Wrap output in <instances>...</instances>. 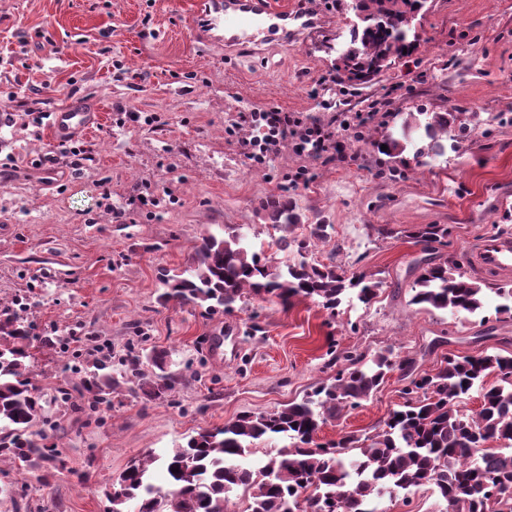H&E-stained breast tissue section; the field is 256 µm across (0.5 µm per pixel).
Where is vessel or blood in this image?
I'll return each mask as SVG.
<instances>
[{
    "instance_id": "obj_1",
    "label": "vessel or blood",
    "mask_w": 512,
    "mask_h": 512,
    "mask_svg": "<svg viewBox=\"0 0 512 512\" xmlns=\"http://www.w3.org/2000/svg\"><path fill=\"white\" fill-rule=\"evenodd\" d=\"M321 15L307 7L285 9L274 0H195L190 27L201 47L223 48L225 55L244 45L269 41L288 42L315 29ZM97 108L79 100H67L52 114L51 126L60 135L88 131L98 125ZM470 265L478 273L512 275V236L488 234L473 246Z\"/></svg>"
}]
</instances>
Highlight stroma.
Segmentation results:
<instances>
[{
	"instance_id": "1",
	"label": "stroma",
	"mask_w": 512,
	"mask_h": 512,
	"mask_svg": "<svg viewBox=\"0 0 512 512\" xmlns=\"http://www.w3.org/2000/svg\"><path fill=\"white\" fill-rule=\"evenodd\" d=\"M194 0H0V308L33 328L31 368L60 423L62 460L19 468L0 462V512H109L103 494L132 461L264 412L331 382L345 351L393 349L432 372L445 358L512 354V319L481 322L411 302L425 260L465 263L491 231H512V0H427L416 46L369 82L333 64L350 41L351 0H312L324 24L299 40L238 53L198 46L185 24ZM97 105L100 124L76 133L87 159L43 157L58 139L46 118L66 100ZM389 100V117L348 140V163L310 165L293 147L251 166L226 126L240 113L279 108L345 120ZM140 113L117 124V108ZM456 112L459 145L402 157L375 145L409 113ZM309 166V180H294ZM287 192L307 237L330 224L313 257L374 275L370 303L329 316L316 302L248 297L233 312L159 305L162 268L187 264L202 234L239 228L253 248L287 260L261 209ZM152 197L145 207L136 194ZM444 224L446 243L425 252L406 237ZM169 355L175 391L151 399L122 388L95 403L78 372L119 367L127 347ZM408 373L394 370L360 406L319 429L375 435L404 402ZM67 386L64 405L54 404Z\"/></svg>"
}]
</instances>
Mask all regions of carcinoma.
<instances>
[{"mask_svg": "<svg viewBox=\"0 0 512 512\" xmlns=\"http://www.w3.org/2000/svg\"><path fill=\"white\" fill-rule=\"evenodd\" d=\"M420 6L419 0H362L358 9L384 18L386 28H352L345 54L348 73L368 80L377 74L376 65L410 51L408 32ZM457 120L452 112H411L400 131L377 146L387 145L385 155L391 158L410 146L421 156L440 155ZM262 209L282 232L278 249L295 251L297 260L273 263L254 251L241 231L227 237L206 234L184 269L159 272V300L216 315L231 312L249 294L283 305L304 297L333 314L352 291L363 304L374 298L380 282L373 276H348L333 262L307 260L314 242L328 238L327 225H311L309 236L299 240L292 232L302 216L288 195L267 196ZM408 234L427 247L445 243L449 229L419 224ZM413 291L411 304L452 315H475L485 306L481 285L446 260L422 267ZM494 293L496 317L512 316V285L502 284ZM33 340L23 318L0 313V461L21 466L60 457L57 444H46V436L36 430L47 420L46 401L29 369ZM166 357L162 351L149 358L156 372L148 379L139 352L130 349L116 374L105 372L107 365L101 363L81 377V386L98 401L128 384L160 398L178 384L164 370ZM344 361L347 367L333 382L315 387L298 402L240 414L190 436L161 457L150 454L128 465L105 491L111 512H130L132 505L135 512H231L230 494L239 489L247 495L244 512H376L384 498L421 487L442 501H455L458 512H512V356H450L437 372L410 379L404 404L367 441L346 434L321 444L315 435L323 424L369 399L387 372L412 366L409 359L395 360L390 350L369 360L349 352ZM492 373L497 381L487 387L484 379ZM474 389L480 405L472 416L461 411L460 403ZM274 435L289 444L258 448L263 438ZM491 441L507 446L492 448ZM259 452L263 457L251 460Z\"/></svg>", "mask_w": 512, "mask_h": 512, "instance_id": "1", "label": "carcinoma"}]
</instances>
